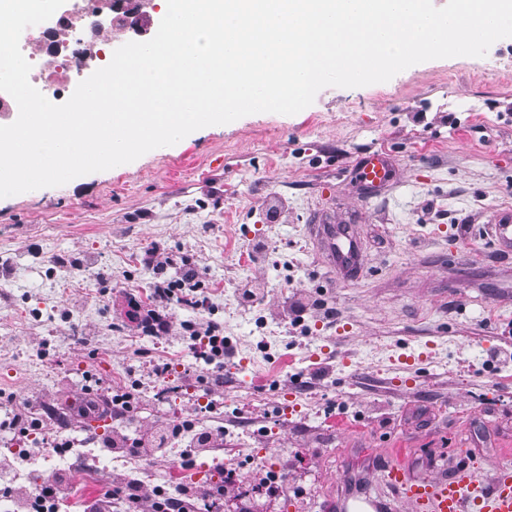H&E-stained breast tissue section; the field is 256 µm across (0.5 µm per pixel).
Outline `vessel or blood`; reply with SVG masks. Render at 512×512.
Listing matches in <instances>:
<instances>
[{
  "mask_svg": "<svg viewBox=\"0 0 512 512\" xmlns=\"http://www.w3.org/2000/svg\"><path fill=\"white\" fill-rule=\"evenodd\" d=\"M358 176L369 187L383 184L388 167L383 154L372 153L358 166ZM329 254L339 267L360 261L355 236L344 226H322ZM489 488H482L475 468H459L451 476H414L400 458H393L383 469L384 482L397 493L393 503L373 499L360 492H349L337 499L333 512H512V464L491 468Z\"/></svg>",
  "mask_w": 512,
  "mask_h": 512,
  "instance_id": "vessel-or-blood-1",
  "label": "vessel or blood"
}]
</instances>
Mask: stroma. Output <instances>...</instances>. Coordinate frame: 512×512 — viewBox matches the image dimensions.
<instances>
[{
  "label": "stroma",
  "instance_id": "35a3bbf8",
  "mask_svg": "<svg viewBox=\"0 0 512 512\" xmlns=\"http://www.w3.org/2000/svg\"><path fill=\"white\" fill-rule=\"evenodd\" d=\"M507 61L512 38L0 198V411H46L90 380L102 398L119 364L147 386L182 354L177 382L214 408L202 421L223 417L288 475L279 495L230 499L225 512H325L337 487L398 448L416 474L512 460V253L490 227L512 209V86L496 79ZM374 151L391 180L368 194L354 167ZM317 224L353 228L355 271L330 266ZM151 246L215 287L208 313L170 306L168 320L221 324L257 365L207 380L180 331L138 333L127 298L159 274L131 259ZM246 281L247 305L236 298ZM318 303L335 320H318ZM73 326L80 341L59 343ZM381 342L388 355L375 354ZM116 425L105 410L49 422L78 439Z\"/></svg>",
  "mask_w": 512,
  "mask_h": 512
}]
</instances>
